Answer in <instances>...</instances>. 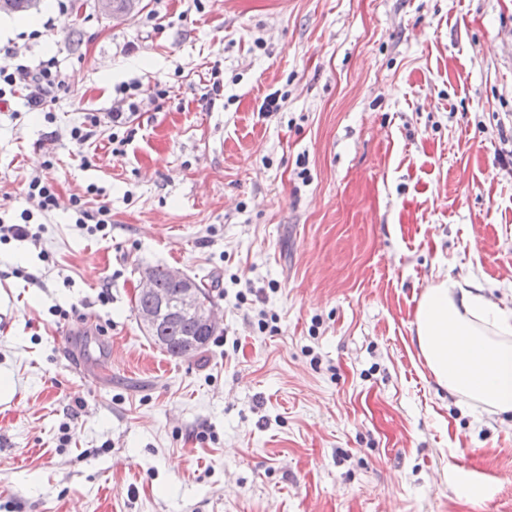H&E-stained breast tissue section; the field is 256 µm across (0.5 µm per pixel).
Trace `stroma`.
Instances as JSON below:
<instances>
[{
  "label": "stroma",
  "mask_w": 512,
  "mask_h": 512,
  "mask_svg": "<svg viewBox=\"0 0 512 512\" xmlns=\"http://www.w3.org/2000/svg\"><path fill=\"white\" fill-rule=\"evenodd\" d=\"M75 1L0 13V49L72 85L0 112V225L31 214L0 239V512H512V416L458 404L411 342L436 275L512 306V0ZM146 266L215 280L192 356L140 329ZM130 90H138V85L136 84H128L127 86H123L119 88V92L124 96L120 99V105L116 108H112V127H123L128 123L127 119L129 116L125 115L124 106L127 105L128 112H136L138 105L135 101H127L131 100L132 96H135V93H129ZM26 195L42 212L53 211L58 206L59 197L55 185L39 177L28 182ZM71 205L76 215V224L84 228L86 224H94L87 226V229L95 232H103L112 224V216L107 206H100L96 211L91 212L83 208L81 200L78 197L71 198Z\"/></svg>",
  "instance_id": "stroma-1"
}]
</instances>
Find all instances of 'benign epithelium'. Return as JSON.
Wrapping results in <instances>:
<instances>
[{"label": "benign epithelium", "mask_w": 512, "mask_h": 512, "mask_svg": "<svg viewBox=\"0 0 512 512\" xmlns=\"http://www.w3.org/2000/svg\"><path fill=\"white\" fill-rule=\"evenodd\" d=\"M179 285L180 293L176 305L156 288L159 275ZM136 295L147 301V306L138 311L141 328L149 336L159 334L163 324L172 316L189 320L214 334L224 323V315L218 308L206 302L197 282L183 270L175 267H145L138 271Z\"/></svg>", "instance_id": "7a95c632"}]
</instances>
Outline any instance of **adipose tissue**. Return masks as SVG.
<instances>
[{
  "mask_svg": "<svg viewBox=\"0 0 512 512\" xmlns=\"http://www.w3.org/2000/svg\"><path fill=\"white\" fill-rule=\"evenodd\" d=\"M438 386L490 416L512 413V309L474 276L427 286L412 338Z\"/></svg>",
  "mask_w": 512,
  "mask_h": 512,
  "instance_id": "ef3b65f1",
  "label": "adipose tissue"
}]
</instances>
